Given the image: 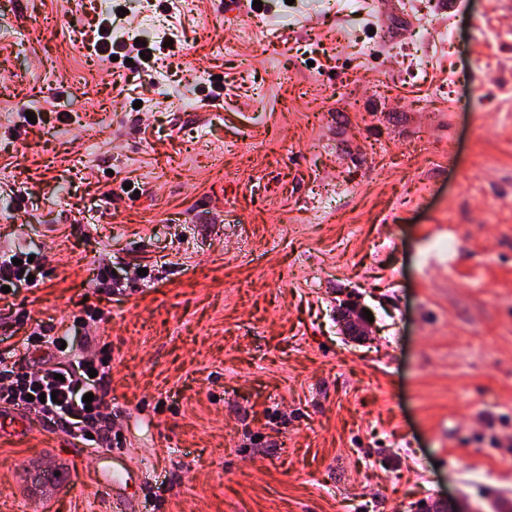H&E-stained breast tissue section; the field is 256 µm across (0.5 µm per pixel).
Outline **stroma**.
<instances>
[{
	"label": "stroma",
	"mask_w": 512,
	"mask_h": 512,
	"mask_svg": "<svg viewBox=\"0 0 512 512\" xmlns=\"http://www.w3.org/2000/svg\"><path fill=\"white\" fill-rule=\"evenodd\" d=\"M107 2L0 0V252L40 272L0 339L24 313L74 326L70 359L111 342L141 512H512V0ZM92 19L120 61L75 45ZM25 417L0 512H108L97 445ZM340 321L349 336L359 338L368 333L369 325L358 303L346 302L340 312Z\"/></svg>",
	"instance_id": "obj_1"
}]
</instances>
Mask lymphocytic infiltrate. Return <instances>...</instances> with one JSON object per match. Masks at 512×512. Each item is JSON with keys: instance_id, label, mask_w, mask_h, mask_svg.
<instances>
[{"instance_id": "1", "label": "lymphocytic infiltrate", "mask_w": 512, "mask_h": 512, "mask_svg": "<svg viewBox=\"0 0 512 512\" xmlns=\"http://www.w3.org/2000/svg\"><path fill=\"white\" fill-rule=\"evenodd\" d=\"M84 362H59L30 372L23 368L13 348L0 350V408L38 410L44 417L57 419L73 438L94 436L110 441L112 416L108 414L106 391L101 377H89ZM93 394L85 403V394Z\"/></svg>"}]
</instances>
